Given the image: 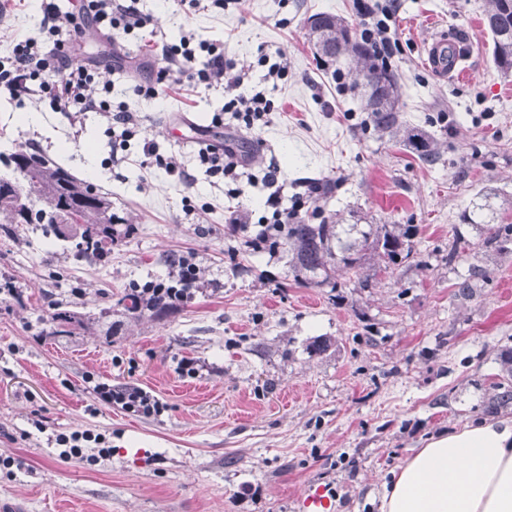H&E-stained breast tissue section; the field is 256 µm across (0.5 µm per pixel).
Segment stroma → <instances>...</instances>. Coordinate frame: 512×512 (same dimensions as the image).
Masks as SVG:
<instances>
[{
    "label": "stroma",
    "mask_w": 512,
    "mask_h": 512,
    "mask_svg": "<svg viewBox=\"0 0 512 512\" xmlns=\"http://www.w3.org/2000/svg\"><path fill=\"white\" fill-rule=\"evenodd\" d=\"M371 0H242L239 8L187 11L177 0H140L157 40L185 32L223 45L238 62L281 51L288 77L263 81L254 69L243 92H264L274 110L252 130L225 118L223 87L175 85L144 100L132 87L160 66L140 35L105 37L88 27L73 64L96 61L112 103L142 116L124 160L96 112L40 109L37 125L18 123L22 106L0 94V152L37 148L112 194L132 230L114 239L103 262L74 265L73 241L41 228L0 231V504L14 512H299L308 485L326 486L334 512H381L383 484L429 438L483 420L481 401L512 349V251L484 249L449 261L451 228L474 242L489 224H512V75L497 69L484 23L488 0H399L400 111L434 136L441 158L421 165L380 135L363 86L342 95L339 63L317 55L307 21L343 18L361 32ZM37 0L0 10V57L34 32ZM470 50L469 77L443 81L423 61L438 33ZM177 156L195 178L139 165L142 139ZM234 142L251 160L237 181L210 174L202 141ZM277 168L288 199L304 183L330 190L301 209L310 223L356 214L366 224H414L417 260L377 272L369 288L296 285L284 251L244 247L256 225L237 231L228 206L264 213L263 175ZM238 189L230 197L229 189ZM488 203L486 221L463 215ZM195 264L190 301L132 322L102 315L108 296L167 278L171 254ZM484 277L475 295L457 297L470 264ZM96 320L51 335L56 307ZM332 340L320 355L307 351ZM193 372H180L182 360ZM135 386L166 405L145 416L102 402L99 384ZM102 435L109 458L90 462L95 443L65 459L60 435Z\"/></svg>",
    "instance_id": "stroma-1"
}]
</instances>
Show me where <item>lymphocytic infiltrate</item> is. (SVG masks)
Segmentation results:
<instances>
[{"mask_svg":"<svg viewBox=\"0 0 512 512\" xmlns=\"http://www.w3.org/2000/svg\"><path fill=\"white\" fill-rule=\"evenodd\" d=\"M137 0H83L78 11H62L56 0H45L43 19L37 34L14 40L7 59L0 60V92L25 104L34 101L55 112L100 113L106 120L112 137L127 141L136 134L137 119L127 108H112L105 95L108 84L102 83L95 64L73 65L71 53L87 26L100 33L126 34L133 30L150 29L153 19L136 6ZM398 0H379L372 7L362 31L371 44L378 65H387L399 40L393 26ZM154 53L163 65L153 81L135 84V96L154 99L170 83L182 80L211 87L225 85L228 96L224 109L246 128L266 123L272 104L263 92L239 93L238 88L249 77L248 67H237L228 59L223 47L182 37L176 45H155ZM270 189L266 200L268 213L260 217L257 240L268 238L279 225L293 222L299 208L285 206L278 177L268 172L264 177ZM97 392L105 402H117L125 408L147 416L158 415L163 404L137 387L114 388L99 385Z\"/></svg>","mask_w":512,"mask_h":512,"instance_id":"lymphocytic-infiltrate-1","label":"lymphocytic infiltrate"}]
</instances>
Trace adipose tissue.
<instances>
[{
	"instance_id": "obj_1",
	"label": "adipose tissue",
	"mask_w": 512,
	"mask_h": 512,
	"mask_svg": "<svg viewBox=\"0 0 512 512\" xmlns=\"http://www.w3.org/2000/svg\"><path fill=\"white\" fill-rule=\"evenodd\" d=\"M382 512H512V420L430 439L384 485Z\"/></svg>"
}]
</instances>
